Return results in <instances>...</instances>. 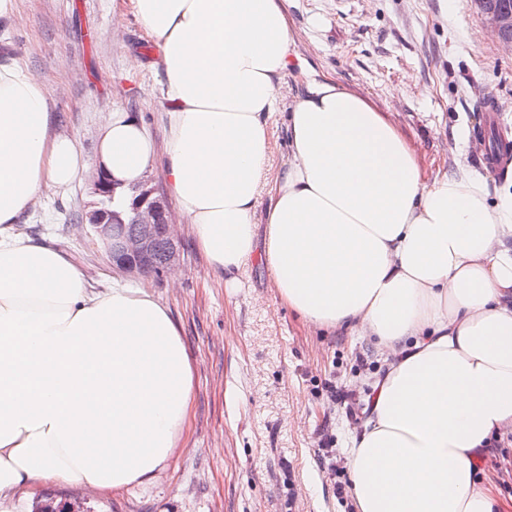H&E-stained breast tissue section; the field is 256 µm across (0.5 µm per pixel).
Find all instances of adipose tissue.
<instances>
[{"mask_svg":"<svg viewBox=\"0 0 512 512\" xmlns=\"http://www.w3.org/2000/svg\"><path fill=\"white\" fill-rule=\"evenodd\" d=\"M164 73L167 134L107 112L98 167L118 188L156 159L209 267L237 288L270 191L265 260L311 328L385 355L350 439L355 512H504L476 479L512 427V175L428 174L369 99L306 76L288 0H123ZM288 159L270 170L284 76ZM50 74L0 61V512L52 483L119 494L166 469L190 416L194 369L151 291L100 290L66 253L17 232L87 165L53 110Z\"/></svg>","mask_w":512,"mask_h":512,"instance_id":"adipose-tissue-1","label":"adipose tissue"}]
</instances>
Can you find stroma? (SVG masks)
Returning a JSON list of instances; mask_svg holds the SVG:
<instances>
[{"label": "stroma", "instance_id": "1", "mask_svg": "<svg viewBox=\"0 0 512 512\" xmlns=\"http://www.w3.org/2000/svg\"><path fill=\"white\" fill-rule=\"evenodd\" d=\"M21 22L0 26V59L22 57L57 77L61 129L95 172L101 118L120 107L163 143L160 83L138 20L120 0H19ZM294 53L316 78L336 80L389 113L428 169H454L457 147L477 167L493 136L512 137V52L485 31L466 0H288ZM493 104L499 119L483 118ZM88 181L43 196L20 226L80 264L96 287L119 272L102 243L78 230ZM168 275H141L178 325L194 366L188 429L168 469L145 485L100 496L45 486L31 512H353L348 441L383 358L366 339L320 334L281 303L262 251L226 290L208 273L188 221L175 215ZM352 393L350 404L332 390ZM478 476L512 504V428Z\"/></svg>", "mask_w": 512, "mask_h": 512}]
</instances>
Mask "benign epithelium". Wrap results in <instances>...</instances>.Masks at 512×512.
<instances>
[{
    "instance_id": "benign-epithelium-1",
    "label": "benign epithelium",
    "mask_w": 512,
    "mask_h": 512,
    "mask_svg": "<svg viewBox=\"0 0 512 512\" xmlns=\"http://www.w3.org/2000/svg\"><path fill=\"white\" fill-rule=\"evenodd\" d=\"M468 6L480 14L499 44L512 50V8L495 0H468ZM92 190L94 199L85 206L81 227L106 245L112 266L127 273H149L158 238L173 240L172 214L164 197L150 180L132 188L129 213L137 230L115 239L112 225L123 224L125 219L109 206L115 187L100 169L92 176Z\"/></svg>"
}]
</instances>
